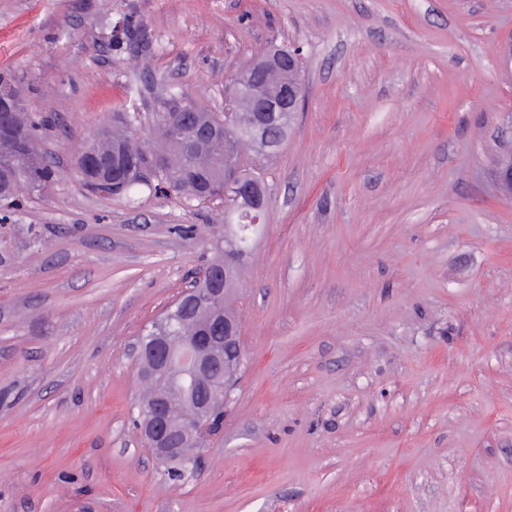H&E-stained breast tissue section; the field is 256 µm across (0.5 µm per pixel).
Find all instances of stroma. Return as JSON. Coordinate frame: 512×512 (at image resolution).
<instances>
[{"instance_id":"35a3bbf8","label":"stroma","mask_w":512,"mask_h":512,"mask_svg":"<svg viewBox=\"0 0 512 512\" xmlns=\"http://www.w3.org/2000/svg\"><path fill=\"white\" fill-rule=\"evenodd\" d=\"M273 42L306 96L256 162L240 380L173 481L132 348L224 205L95 192L75 158L118 109L223 111ZM0 76L53 161L0 211V512H512V0H0ZM292 124L293 122L288 120L287 116L279 119L272 132V139L268 147L259 156L269 157L278 154L288 140V133L291 130Z\"/></svg>"}]
</instances>
